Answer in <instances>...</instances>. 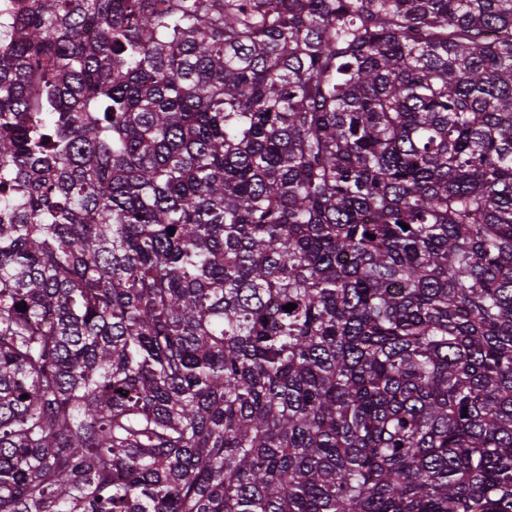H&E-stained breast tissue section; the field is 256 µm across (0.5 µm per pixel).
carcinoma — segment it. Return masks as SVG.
<instances>
[{"label":"carcinoma","mask_w":512,"mask_h":512,"mask_svg":"<svg viewBox=\"0 0 512 512\" xmlns=\"http://www.w3.org/2000/svg\"><path fill=\"white\" fill-rule=\"evenodd\" d=\"M0 512H512V0L0 12Z\"/></svg>","instance_id":"cac0c4a2"}]
</instances>
